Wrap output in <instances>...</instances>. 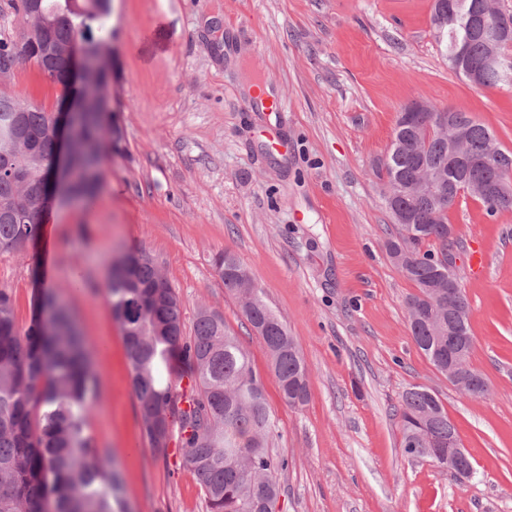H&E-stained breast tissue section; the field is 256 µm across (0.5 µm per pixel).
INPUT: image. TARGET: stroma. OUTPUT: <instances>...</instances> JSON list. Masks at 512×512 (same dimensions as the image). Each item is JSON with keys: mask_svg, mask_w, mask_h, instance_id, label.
<instances>
[{"mask_svg": "<svg viewBox=\"0 0 512 512\" xmlns=\"http://www.w3.org/2000/svg\"><path fill=\"white\" fill-rule=\"evenodd\" d=\"M434 0H112L114 96L126 151L88 205L49 212L45 248L0 254V289L27 326L39 267L73 308L99 390L90 432L115 451L134 512H207L182 456L147 443L121 331L104 288L105 253L141 247L176 289L185 326L221 315L252 353L274 414L281 512H512V211L457 199L455 271L470 304V364L489 392H459L415 345L391 263L395 228L375 163L397 115L421 100L464 107L512 150V85L485 89L448 66ZM284 112H255L249 84ZM0 91L48 111L62 87L36 62ZM276 127L287 152L265 137ZM486 258L472 275L469 255ZM235 253L286 324L308 370L304 405L280 397L270 361L214 268ZM434 391L474 473L402 449L401 396Z\"/></svg>", "mask_w": 512, "mask_h": 512, "instance_id": "stroma-1", "label": "stroma"}]
</instances>
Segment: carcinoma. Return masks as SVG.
I'll return each instance as SVG.
<instances>
[{
  "instance_id": "cac0c4a2",
  "label": "carcinoma",
  "mask_w": 512,
  "mask_h": 512,
  "mask_svg": "<svg viewBox=\"0 0 512 512\" xmlns=\"http://www.w3.org/2000/svg\"><path fill=\"white\" fill-rule=\"evenodd\" d=\"M28 0H7L12 13L28 24L27 31L46 32L53 43L112 44L110 10L102 0H43V22H31ZM461 9L434 24L443 28L451 69L464 74L454 57L456 43L467 40V67L481 74L480 86L512 83L509 44L498 46L500 65L485 63L484 41L470 31V16L483 0H457ZM15 40L0 38V76L7 77L28 61H39L36 50L21 56ZM51 77L69 94H81L95 83L112 84V70L83 74L71 83L69 60L59 58ZM440 108L419 113L414 125L395 127L387 149L385 201L396 226L386 242L387 252L401 248L414 258L398 271L417 288L406 302L411 336L417 348L440 372L448 361L465 377L476 378L489 391L485 375L469 363L473 339L470 306L461 284L453 313H448V211L456 190L465 183L459 165L448 162V133L435 117ZM449 115L466 128L468 153L482 155L493 145L512 169V152L501 148L495 135L462 107ZM56 113L0 92V252L36 245L41 237L42 199L54 191ZM77 164L94 165L82 175L75 191L95 196L103 181L104 159L123 152L124 133L115 113L92 102L78 124L70 127ZM444 182L448 196L442 202L418 192L421 168ZM487 212L512 210V194L481 198ZM412 210L414 224H402L399 208ZM23 211L27 222L15 214ZM435 244L438 251L422 250ZM105 288L112 316L126 344L133 393L138 400L143 431L151 448H168L163 435L165 415L172 418L186 464L197 477L207 512H269L281 487L276 473L286 459L273 454L275 430L264 384L253 370L251 354L224 322L206 309L199 311L192 335L183 334L180 300L143 248L103 258ZM226 292L235 296L243 316L262 339L271 360L282 400L297 406L308 397L306 365L296 339L270 309L262 289L233 253L215 259ZM191 365L194 386L184 393L169 377L174 354ZM98 394L91 352L68 308L50 289L38 291L28 327L19 328L12 296L0 289V512H131L123 481L109 448L96 446L89 421ZM454 425L440 398L423 385H413L402 396L401 432L406 455L433 461L448 454V431Z\"/></svg>"
}]
</instances>
